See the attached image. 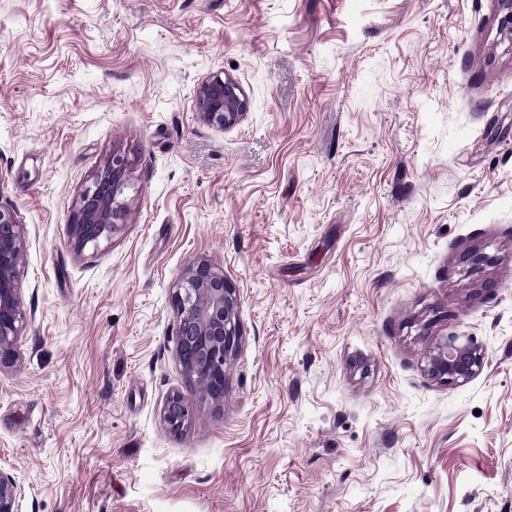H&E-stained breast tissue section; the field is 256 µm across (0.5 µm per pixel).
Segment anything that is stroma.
<instances>
[{
  "instance_id": "obj_1",
  "label": "stroma",
  "mask_w": 512,
  "mask_h": 512,
  "mask_svg": "<svg viewBox=\"0 0 512 512\" xmlns=\"http://www.w3.org/2000/svg\"><path fill=\"white\" fill-rule=\"evenodd\" d=\"M498 0H0V203L27 321L0 368L19 512H512V41ZM250 107L194 110L216 72ZM121 230L70 211L112 151ZM489 261L470 268L469 252ZM206 257L243 340L224 403L176 358ZM476 337L480 374L427 372ZM180 392L191 426L160 409ZM194 107L204 124L224 130L240 122L249 104L239 82L217 72L198 85ZM485 349L473 336L446 334L433 337L426 350L429 375L448 385L468 382L484 366ZM164 425L174 433L186 430L194 421L195 408L179 392L170 393L160 410Z\"/></svg>"
}]
</instances>
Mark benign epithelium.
Listing matches in <instances>:
<instances>
[{"label": "benign epithelium", "instance_id": "obj_1", "mask_svg": "<svg viewBox=\"0 0 512 512\" xmlns=\"http://www.w3.org/2000/svg\"><path fill=\"white\" fill-rule=\"evenodd\" d=\"M499 31L512 37V0H499ZM195 112L206 125L224 130L246 114L248 100L239 82L217 72L202 81L195 93ZM128 161L114 152L91 183L79 194L67 224L70 238L81 249L110 239L125 223L126 204L119 200ZM25 225L16 211L0 204V366L12 363L26 324L19 270L26 253ZM170 304L177 318L176 355L186 377L210 391L216 406L224 402L226 368L237 356L242 340L237 289L224 270L205 258L189 262L172 287ZM485 349L472 336L448 334L431 339L426 350L429 375L448 385L468 382L484 366ZM172 432L186 430L195 408L179 392L170 393L160 410ZM24 489L0 469V512H18Z\"/></svg>", "mask_w": 512, "mask_h": 512}]
</instances>
